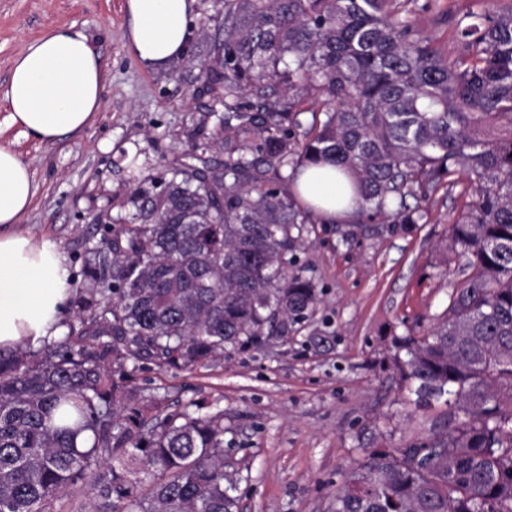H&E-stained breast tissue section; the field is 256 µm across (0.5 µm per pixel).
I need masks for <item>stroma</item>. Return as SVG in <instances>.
<instances>
[{"instance_id": "35a3bbf8", "label": "stroma", "mask_w": 512, "mask_h": 512, "mask_svg": "<svg viewBox=\"0 0 512 512\" xmlns=\"http://www.w3.org/2000/svg\"><path fill=\"white\" fill-rule=\"evenodd\" d=\"M509 7L512 0H433L406 19L452 57L458 19ZM223 20L215 0H197L189 53L152 69L126 43L124 0H0V93L25 43L54 26L83 30L108 72L93 125L52 143L8 126L0 100V141L20 155L37 186L20 226L59 245L72 291L85 283L84 257L104 225L133 213V190L169 180L173 162L191 152L210 102L197 63ZM470 200L461 173L408 198L422 215L415 224L384 216L359 224L312 219L296 267L319 302L295 332L205 366L128 365L145 403L175 412L202 400L223 412L226 471L239 512H328L345 474L371 451L442 430L447 406L415 408L391 367L392 340L427 335L446 317L451 294L469 275L466 259L448 250L449 226Z\"/></svg>"}]
</instances>
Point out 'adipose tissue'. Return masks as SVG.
<instances>
[{"label":"adipose tissue","mask_w":512,"mask_h":512,"mask_svg":"<svg viewBox=\"0 0 512 512\" xmlns=\"http://www.w3.org/2000/svg\"><path fill=\"white\" fill-rule=\"evenodd\" d=\"M197 0H126L124 36L136 56L164 66L186 54ZM105 69L88 35L58 26L13 59L4 97L8 120L29 137L53 142L90 127L103 104ZM351 179L325 164L301 167L298 199L328 224L353 210ZM36 187L28 167L0 143V349L40 346L64 332L69 270L56 242L18 227Z\"/></svg>","instance_id":"obj_1"}]
</instances>
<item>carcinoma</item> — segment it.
Returning <instances> with one entry per match:
<instances>
[{
    "label": "carcinoma",
    "instance_id": "obj_1",
    "mask_svg": "<svg viewBox=\"0 0 512 512\" xmlns=\"http://www.w3.org/2000/svg\"><path fill=\"white\" fill-rule=\"evenodd\" d=\"M394 2L221 0L200 71L224 114L203 111L198 132L216 119L224 161L178 160L160 191L138 186L131 220L85 258L78 326L0 350V512H54L71 490L95 512H239L224 412L194 401L150 423L125 367L209 363L313 314L317 288L294 270L310 210L283 185L307 162L354 175L351 224H415L405 198L460 170L472 195L449 227L471 276L428 335L393 339L402 385L418 407L448 405V428L372 452L330 512H512V7L458 22L450 60Z\"/></svg>",
    "mask_w": 512,
    "mask_h": 512
}]
</instances>
